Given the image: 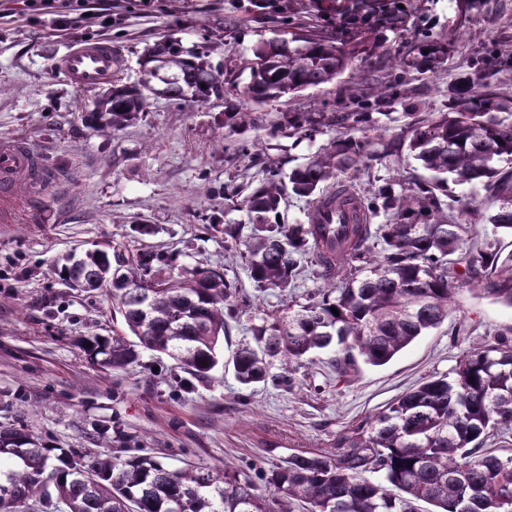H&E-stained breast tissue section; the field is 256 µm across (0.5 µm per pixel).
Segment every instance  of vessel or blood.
Returning <instances> with one entry per match:
<instances>
[{"mask_svg": "<svg viewBox=\"0 0 512 512\" xmlns=\"http://www.w3.org/2000/svg\"><path fill=\"white\" fill-rule=\"evenodd\" d=\"M118 66V55L104 42L74 44L55 62L56 70L79 89L109 83ZM42 168L40 156L24 141L0 139V203L9 204L26 188L28 175Z\"/></svg>", "mask_w": 512, "mask_h": 512, "instance_id": "vessel-or-blood-1", "label": "vessel or blood"}]
</instances>
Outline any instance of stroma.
<instances>
[{
    "instance_id": "1",
    "label": "stroma",
    "mask_w": 512,
    "mask_h": 512,
    "mask_svg": "<svg viewBox=\"0 0 512 512\" xmlns=\"http://www.w3.org/2000/svg\"><path fill=\"white\" fill-rule=\"evenodd\" d=\"M45 0H11L14 18H0V138L19 137L58 177L22 194L12 223H0V426L22 429L51 448L93 454H149L179 466L267 465L300 452L336 453L356 428H368L391 402L431 375L450 373L462 353L512 328V308L461 290L447 322L382 367L359 366L345 382L324 360L299 371L301 388L285 392L241 388L232 367L199 380L164 355L144 353L126 372L99 368L88 338L111 337L122 317L100 290L77 291L60 275L66 256L139 241L176 265L222 268L259 309H285L286 300L256 290L240 259L224 247L222 229L243 224L241 197L228 185H258L264 164L283 172L303 164L329 135L309 141L273 133L286 112L340 111L362 73L388 80L387 58L356 61L335 82L294 98L256 106L258 128L225 135L224 101L200 103L154 96L141 119L117 133H97L81 115L99 89H75L54 69L67 46L91 39L112 44L123 66L119 85L142 78V58L171 37L202 47L211 62L247 58L263 40L287 37L271 8L238 10L239 0H85L74 23L57 22ZM512 51V0H486L474 24L458 32L445 70L411 73L405 102L374 115L385 138L448 109V96L470 59L485 48ZM261 141V155L250 145ZM369 171L351 174L359 190L369 176L427 178L409 153L372 156ZM154 232L139 236L134 222ZM467 331L455 335L454 327Z\"/></svg>"
}]
</instances>
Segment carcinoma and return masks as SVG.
<instances>
[{
    "label": "carcinoma",
    "mask_w": 512,
    "mask_h": 512,
    "mask_svg": "<svg viewBox=\"0 0 512 512\" xmlns=\"http://www.w3.org/2000/svg\"><path fill=\"white\" fill-rule=\"evenodd\" d=\"M278 2L291 40L261 41L246 61L228 58L217 67L162 39L147 50L141 83L112 86L82 120L116 133L135 124L153 96H214L224 99V130L235 133L255 125L252 104L331 83L358 59H393L388 82L362 75L350 112L284 113L280 133L337 134L286 177L268 164L263 182L244 197L248 226H224V241L234 243L258 291L286 296L302 277L315 280L305 302L263 313L250 327L252 342L232 355L240 385L290 392L299 369L321 354L340 378L360 361L387 364L448 319L461 289L512 308V250L501 239L512 236V102L492 89L512 58L493 49L476 56L448 111L382 144L384 155L406 148L430 180L393 176L370 184L357 193L364 218L356 224H286V195L314 206L332 187H344L340 176L358 171L372 140H383L372 111L402 99L404 74L439 72L455 40L421 29L405 53L387 44L386 33L410 30L412 0ZM242 68L250 80L240 86L234 76ZM450 176L481 186L496 203L492 234L480 235L443 199ZM380 216L385 222L375 223ZM166 262L160 251L124 244L88 251L62 271L68 283L106 286L123 318L121 331L90 340L97 365L126 371L148 350L206 380L220 364L230 321L253 307L224 270L183 267L162 277ZM453 374L402 394L369 429L353 431L334 458L303 452L252 474L228 464L222 472L173 468L148 454L46 448L29 433L1 427L0 512H418L419 501L437 512H512V329L469 348Z\"/></svg>",
    "instance_id": "1"
}]
</instances>
